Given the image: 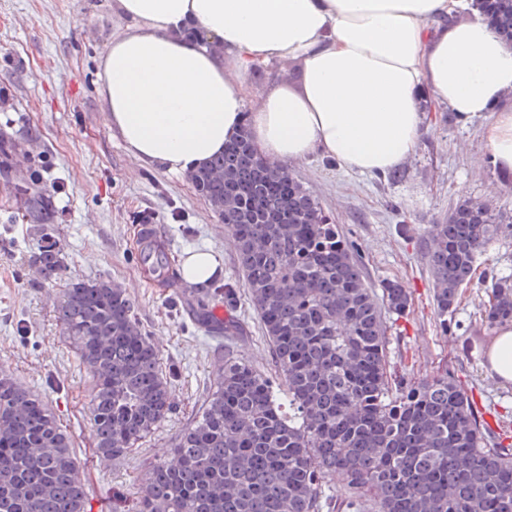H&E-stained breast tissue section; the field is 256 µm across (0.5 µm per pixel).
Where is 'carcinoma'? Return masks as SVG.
Here are the masks:
<instances>
[{
    "mask_svg": "<svg viewBox=\"0 0 512 512\" xmlns=\"http://www.w3.org/2000/svg\"><path fill=\"white\" fill-rule=\"evenodd\" d=\"M512 44V0H480ZM19 142L0 134V180L22 221L40 233L45 274L61 271L53 195L36 171L12 181ZM191 180L219 214L236 248L245 287L275 355L280 382L248 360L224 358L202 415L165 449L140 489L138 512H320L332 485L346 512H512V448L491 444L466 391L450 375L393 386L385 314L400 316L410 294L398 283L377 299L353 246L328 222L287 167L263 159L243 133ZM465 200L428 231L427 264L440 323L456 308L481 255L504 223ZM147 272L176 284L162 248L147 242ZM483 321L512 322V278L491 280ZM234 285L227 316L210 300L192 303L210 336L239 330ZM57 321L95 386L90 428L112 459L166 417L174 394L159 350L142 333L132 302L103 280L64 289ZM69 436L29 387L0 378V512H86Z\"/></svg>",
    "mask_w": 512,
    "mask_h": 512,
    "instance_id": "cac0c4a2",
    "label": "carcinoma"
}]
</instances>
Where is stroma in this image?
Wrapping results in <instances>:
<instances>
[{
	"instance_id": "35a3bbf8",
	"label": "stroma",
	"mask_w": 512,
	"mask_h": 512,
	"mask_svg": "<svg viewBox=\"0 0 512 512\" xmlns=\"http://www.w3.org/2000/svg\"><path fill=\"white\" fill-rule=\"evenodd\" d=\"M113 2L0 0V132L30 133L15 158L16 178L28 177V157H42L40 175L54 188V234L65 265L59 278L43 277L31 258L37 234L31 225L11 222L16 201L0 185V376L43 397L69 434L86 512H133L162 450L200 415L227 351L276 374L223 222L188 175L141 163L107 123L101 62L113 35L128 25ZM419 97L422 132L400 181L362 175L316 153L287 168L352 242L366 283L378 292L397 281L411 293L404 317L386 323L392 382L455 377L473 395L491 439L512 447V382L489 368L487 347L497 332L482 320L492 277L512 276V230H503L478 258L444 327L426 265L428 226L447 221L459 200L482 201L512 216V174L492 162L481 134L484 117L459 119L426 88ZM144 218L159 226L176 259L198 249L220 258L223 272L207 292L219 299L225 283L235 285L236 336L215 338L198 328L187 307L199 293L195 286L166 288L142 277L135 249ZM94 279L110 281L133 302L175 397L161 424L112 460L99 457L90 431L94 380L55 317L62 289Z\"/></svg>"
}]
</instances>
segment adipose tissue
Segmentation results:
<instances>
[{"label": "adipose tissue", "instance_id": "obj_1", "mask_svg": "<svg viewBox=\"0 0 512 512\" xmlns=\"http://www.w3.org/2000/svg\"><path fill=\"white\" fill-rule=\"evenodd\" d=\"M461 0H115L130 20L102 62L107 121L126 150L168 172L208 164L248 133L276 162L319 152L383 174L415 150V91L482 128L512 173V45L482 18L455 20ZM272 61L299 78L271 80L247 108L246 77Z\"/></svg>", "mask_w": 512, "mask_h": 512}]
</instances>
